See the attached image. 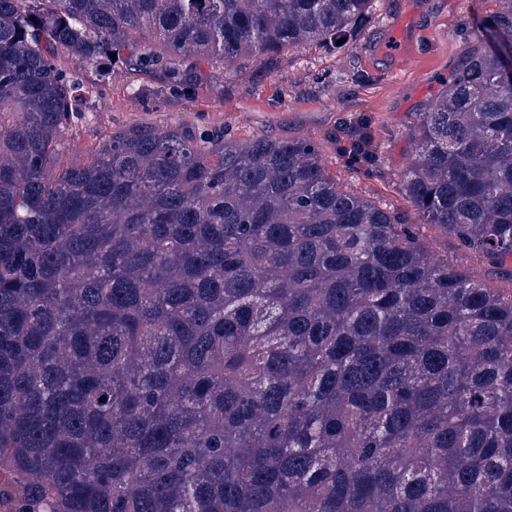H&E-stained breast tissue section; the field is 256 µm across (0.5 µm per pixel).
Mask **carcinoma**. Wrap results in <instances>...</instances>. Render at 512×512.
<instances>
[{
    "mask_svg": "<svg viewBox=\"0 0 512 512\" xmlns=\"http://www.w3.org/2000/svg\"><path fill=\"white\" fill-rule=\"evenodd\" d=\"M500 3L410 132V223L305 137L132 127L54 165L61 57L176 94L341 50L376 0H0V512H512V288L421 232L512 259ZM423 233L439 255H448V258H451L458 253L457 244L440 228H432L430 225H425L423 227Z\"/></svg>",
    "mask_w": 512,
    "mask_h": 512,
    "instance_id": "1",
    "label": "carcinoma"
}]
</instances>
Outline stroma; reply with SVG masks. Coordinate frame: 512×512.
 <instances>
[{"label": "stroma", "mask_w": 512, "mask_h": 512, "mask_svg": "<svg viewBox=\"0 0 512 512\" xmlns=\"http://www.w3.org/2000/svg\"><path fill=\"white\" fill-rule=\"evenodd\" d=\"M497 7L498 0H381L353 48L331 52L314 44L243 59L172 96L155 77L81 68L75 77L90 91L88 108L65 131L56 165L81 163L100 138L131 126L225 127L239 140L308 137L340 184L383 210L410 214L401 185L409 129L478 37H490ZM349 125L371 134L376 168L351 164L339 150L335 137Z\"/></svg>", "instance_id": "1"}]
</instances>
